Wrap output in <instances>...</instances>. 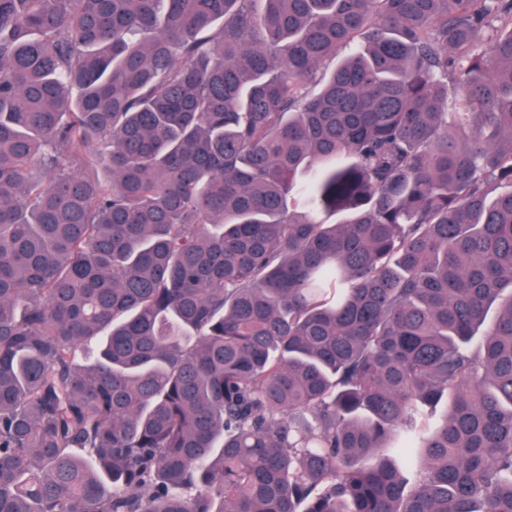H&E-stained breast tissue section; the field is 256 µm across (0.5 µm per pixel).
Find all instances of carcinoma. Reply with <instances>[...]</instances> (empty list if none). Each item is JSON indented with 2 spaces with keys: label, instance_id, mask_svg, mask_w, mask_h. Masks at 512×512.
I'll return each mask as SVG.
<instances>
[{
  "label": "carcinoma",
  "instance_id": "obj_1",
  "mask_svg": "<svg viewBox=\"0 0 512 512\" xmlns=\"http://www.w3.org/2000/svg\"><path fill=\"white\" fill-rule=\"evenodd\" d=\"M0 512H512V0H0Z\"/></svg>",
  "mask_w": 512,
  "mask_h": 512
}]
</instances>
